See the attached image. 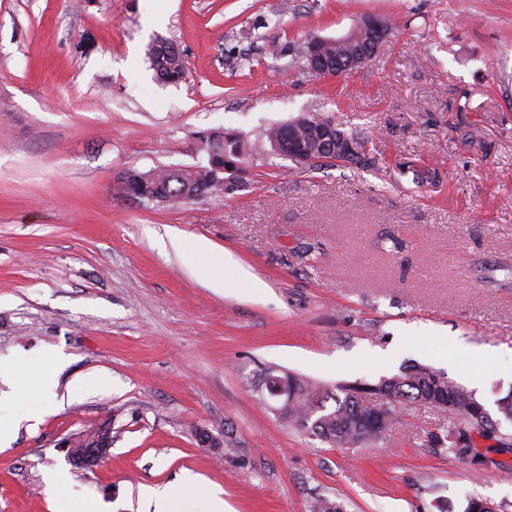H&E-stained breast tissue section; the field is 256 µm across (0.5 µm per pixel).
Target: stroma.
<instances>
[{
  "label": "stroma",
  "instance_id": "stroma-1",
  "mask_svg": "<svg viewBox=\"0 0 512 512\" xmlns=\"http://www.w3.org/2000/svg\"><path fill=\"white\" fill-rule=\"evenodd\" d=\"M400 29L366 66L315 78L270 41L336 38L363 17ZM183 53L158 81L147 46ZM304 112L368 140L382 167L269 159L258 132ZM252 143L244 185L143 205L133 169L206 164L201 133ZM185 243L175 251L171 235ZM204 238L266 288L215 271ZM491 346L479 378L460 349ZM59 406L0 446V512H146L147 486L220 489L232 512H512V450L477 470L427 441L445 420L411 407L373 448L296 431L254 391L275 366L335 385L414 364L447 372L488 412L512 390V0H0V364L49 371ZM97 373L102 383L72 380ZM112 421L100 466L64 436ZM227 436L223 458L191 431Z\"/></svg>",
  "mask_w": 512,
  "mask_h": 512
}]
</instances>
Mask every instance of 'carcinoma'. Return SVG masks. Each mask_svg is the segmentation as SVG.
Listing matches in <instances>:
<instances>
[{"instance_id": "cac0c4a2", "label": "carcinoma", "mask_w": 512, "mask_h": 512, "mask_svg": "<svg viewBox=\"0 0 512 512\" xmlns=\"http://www.w3.org/2000/svg\"><path fill=\"white\" fill-rule=\"evenodd\" d=\"M159 46H148L147 57L156 76L167 82L176 83L186 71L185 59L174 44L158 39ZM274 55L291 56L294 65L309 70L307 53L309 42L279 44L271 42ZM319 53L330 59L344 56L352 51V45L327 40L318 47ZM330 120L325 115L301 114L283 124L265 128L260 140L271 146L270 153L277 156L274 143L288 135L292 127L294 138L302 145L310 162L308 167L321 165L374 167L377 160L367 148V141L355 134L338 130L339 141L351 142L359 151L343 156L341 149L325 148L317 133L319 122ZM203 150L208 154V163L198 165L187 174H177L168 168L158 167L147 172L127 171L123 192L142 202L163 204V200L176 197L188 201L192 193L204 195L230 194L239 190L215 175V167L244 162L249 151L248 144L241 138L222 130H210L204 141ZM282 374L288 393V416L299 430L320 439L333 448L372 447L386 438L399 423L400 412L409 406L431 408L448 417V427L429 434V442L445 447L456 457H461L465 448L471 447L473 434L494 440L504 448L512 447V434L499 433L488 411L475 398L447 374L429 365L417 364L390 377H382L376 383H354L327 385L309 380L291 372Z\"/></svg>"}]
</instances>
